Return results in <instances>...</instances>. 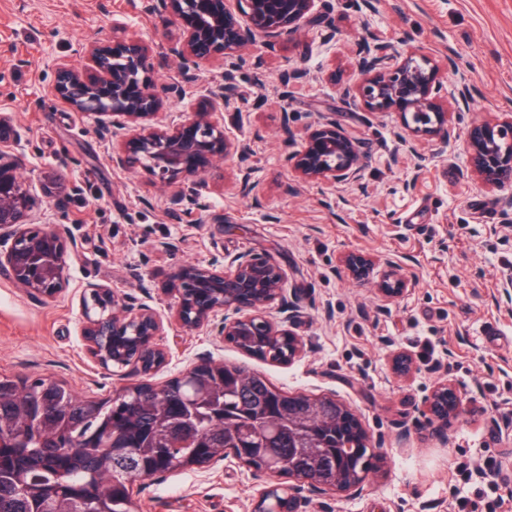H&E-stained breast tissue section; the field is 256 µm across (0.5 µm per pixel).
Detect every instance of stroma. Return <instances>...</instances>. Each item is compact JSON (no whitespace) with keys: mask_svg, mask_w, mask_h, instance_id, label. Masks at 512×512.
<instances>
[{"mask_svg":"<svg viewBox=\"0 0 512 512\" xmlns=\"http://www.w3.org/2000/svg\"><path fill=\"white\" fill-rule=\"evenodd\" d=\"M181 29L147 0H0V115L24 133L15 154L31 192L42 196L47 172L60 187L32 219L64 225L77 240L58 297L34 295L0 272V375L100 399L142 382L164 385L205 360L241 366L289 393L344 402L374 453L358 496L319 495L228 456L137 479L136 512H254L274 484L290 489L294 512H490L494 494H512V303L495 298L512 271V192L475 186L459 165L471 125L512 113V0H374L364 13L354 0H316L296 32L258 35L232 59L200 61L184 97L170 99L156 120L209 107L213 90L231 86L224 129L244 154L214 161L198 183L208 210L176 221L169 201L187 178L165 185L140 169H113L112 149L99 137L103 116L73 110L52 87L60 64L83 66L77 45L127 37L152 44L155 85L165 87L177 72L171 49ZM331 30L335 39L325 41ZM365 37L431 57L443 82L468 79L470 104L449 114L447 151L423 136L413 158L398 113L341 99ZM331 121L366 144L360 185L308 182L286 162L311 127ZM244 167L254 186L247 195L239 191ZM415 170L417 184L407 188ZM243 252L283 269L285 316L308 347L304 357L274 363L212 328L175 322L161 339L169 360L151 374L102 367L88 353V284L166 317L162 288L180 269ZM349 252L374 259L364 280L344 269ZM388 278L411 288L385 303L376 287ZM397 353L414 362L411 376L395 374ZM444 380L463 411L441 431L423 401ZM487 460L488 478L475 471Z\"/></svg>","mask_w":512,"mask_h":512,"instance_id":"1","label":"stroma"}]
</instances>
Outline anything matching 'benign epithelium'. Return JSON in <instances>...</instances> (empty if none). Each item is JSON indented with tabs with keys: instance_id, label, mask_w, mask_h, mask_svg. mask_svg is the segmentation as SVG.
I'll return each mask as SVG.
<instances>
[{
	"instance_id": "7a95c632",
	"label": "benign epithelium",
	"mask_w": 512,
	"mask_h": 512,
	"mask_svg": "<svg viewBox=\"0 0 512 512\" xmlns=\"http://www.w3.org/2000/svg\"><path fill=\"white\" fill-rule=\"evenodd\" d=\"M315 0H237V11L226 0H153V8L191 22L173 48L179 59L182 79L192 78L198 62L213 56L230 55L262 34L277 38L297 31L298 25L314 7ZM120 56L112 46L90 44L77 53L87 57L88 68L79 71L63 64L57 68L54 95L77 112L112 116V126L100 129L101 137L112 140V165L118 169L141 167L162 183L181 177L204 174L216 157L239 152V145L224 132V123L215 118L216 109L228 104L219 91L206 110L193 108L181 113V120L168 125L153 123L163 108V98L154 90L149 59L152 46L141 38H129ZM358 77L345 91L348 102L360 104L367 112H397L413 139H403L409 154H418L414 137L433 135L448 145V107L468 104L465 81L445 86L439 67L427 56H401L387 43L362 40L358 46ZM20 140L18 129L0 116V238L11 241L0 252V270L7 272L24 288L46 298L65 291L63 259L73 240L57 226L29 227L31 214L40 206L17 174L13 152ZM365 142L334 123L320 124L306 135L299 150L287 162L306 181L330 184L359 180ZM462 177L485 189L512 190V114L495 121L471 126ZM208 205L192 185L171 198L170 214L176 219L205 211ZM355 280L365 278L374 261L359 253L342 259ZM285 274L267 256L242 253L222 266H186L165 288L171 300L174 319L183 327L198 329L211 318L222 315L219 335L232 336L254 323L268 336L284 337L292 351L286 363L306 354L300 338L285 321L270 319L263 309L286 302ZM408 282L382 281L377 288L382 300L403 294ZM192 289V308H187L183 289ZM83 338L92 358L105 367L112 361V343L100 340L101 327L109 336H146L140 349L151 357V364L139 362L149 374L167 361L168 353L156 338L163 335V320L153 313L134 312L119 304L107 288L93 287L82 301ZM246 311L248 315L239 316ZM459 399L452 384L441 382L424 403V413L446 425L458 414Z\"/></svg>"
}]
</instances>
